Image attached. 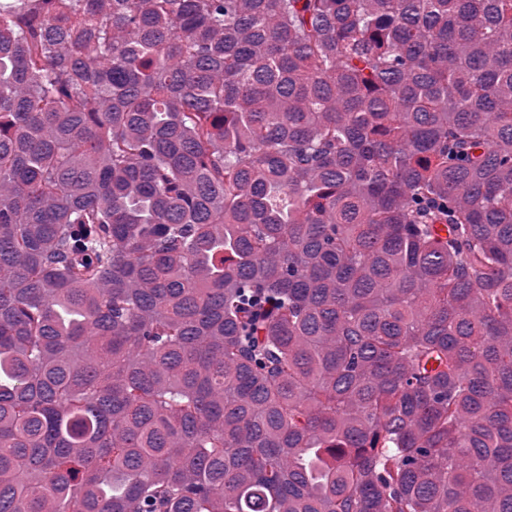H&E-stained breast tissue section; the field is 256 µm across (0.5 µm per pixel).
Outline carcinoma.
<instances>
[{"mask_svg": "<svg viewBox=\"0 0 512 512\" xmlns=\"http://www.w3.org/2000/svg\"><path fill=\"white\" fill-rule=\"evenodd\" d=\"M0 512H512V0L0 2Z\"/></svg>", "mask_w": 512, "mask_h": 512, "instance_id": "1", "label": "carcinoma"}]
</instances>
